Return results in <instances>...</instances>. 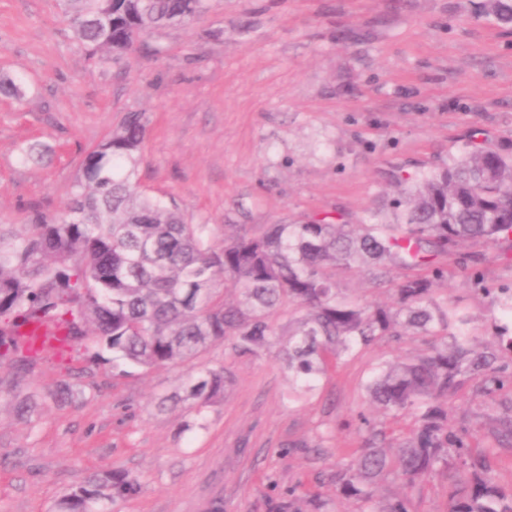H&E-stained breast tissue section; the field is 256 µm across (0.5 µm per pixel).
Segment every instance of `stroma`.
Returning a JSON list of instances; mask_svg holds the SVG:
<instances>
[{"mask_svg": "<svg viewBox=\"0 0 512 512\" xmlns=\"http://www.w3.org/2000/svg\"><path fill=\"white\" fill-rule=\"evenodd\" d=\"M205 15L155 32L119 64L92 63L68 35L58 0H0V73L20 79L23 101L0 96V232L24 234L33 209L65 204L87 150L128 113L148 126L139 180L175 204L211 243L262 224L327 219L389 222L402 173H427L458 156L471 131L512 151V27L482 14V0H207ZM38 141L50 151L22 163ZM462 256L487 280L512 287V237L467 242L444 260L438 300L470 319L481 347L512 336L504 298L469 282ZM342 293L371 306L392 296L365 273L338 275ZM425 336L381 342L330 366L318 389L297 390L274 353L236 356L227 342L202 361L231 379L196 411L181 403L183 368L122 373L87 333L23 372L0 367V512H54L92 472L137 480L107 512H271L292 496L355 512L336 474L354 458L359 416L387 430L366 390L371 371L414 357ZM36 412L15 417V396ZM512 393L467 382L448 398V423L470 431L496 482L512 488V445L498 442Z\"/></svg>", "mask_w": 512, "mask_h": 512, "instance_id": "obj_1", "label": "stroma"}]
</instances>
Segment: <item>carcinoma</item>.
I'll return each instance as SVG.
<instances>
[{
	"label": "carcinoma",
	"mask_w": 512,
	"mask_h": 512,
	"mask_svg": "<svg viewBox=\"0 0 512 512\" xmlns=\"http://www.w3.org/2000/svg\"><path fill=\"white\" fill-rule=\"evenodd\" d=\"M73 41L94 61L119 62L134 43L166 26H184L206 0H61ZM482 12L512 25V0H485ZM0 94L20 100L19 79L0 76ZM147 119L131 112L87 151L64 207L34 217L32 231L10 242L0 234V365L25 367L39 355L10 335L47 320L70 341L91 324L112 367H185V399L197 409L224 396L230 374L201 363L208 346L230 342L240 356L277 343L287 311L288 341L278 351L294 382L314 390L336 358L401 328L443 335L426 352L379 365L367 384L372 404L410 415V435L387 441L362 418L363 446L336 476L338 492L360 512H414L408 495L377 500L373 488L393 476L410 489L450 473L448 512H512V490L488 474L469 433L448 425V395L480 378L487 394L512 392V365L496 350L469 344L467 319L438 303L442 258L466 241L512 235V154L469 146L448 165L400 177L394 224H264L213 245L205 224L140 190L137 179ZM363 269L390 286L394 304L372 308L341 294L336 271ZM239 295L235 304L215 288ZM132 478L95 473L64 495L55 512H105L106 502L137 491Z\"/></svg>",
	"instance_id": "carcinoma-1"
}]
</instances>
